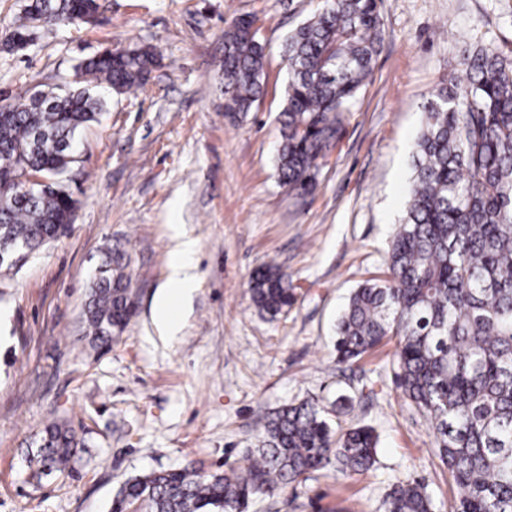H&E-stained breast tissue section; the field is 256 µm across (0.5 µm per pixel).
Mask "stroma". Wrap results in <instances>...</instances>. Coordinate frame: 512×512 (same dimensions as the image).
<instances>
[{
    "mask_svg": "<svg viewBox=\"0 0 512 512\" xmlns=\"http://www.w3.org/2000/svg\"><path fill=\"white\" fill-rule=\"evenodd\" d=\"M27 0H0V98L34 84L68 88L105 49L152 45L159 66L137 90L106 97L81 133L66 233L21 269L0 272V512H109L126 479L153 470L223 473L258 445L268 414L304 399L352 407L342 428L372 427L377 462L328 466L259 498L249 512H381L393 485L418 481L448 512V472L426 419L394 384L395 342L336 362V320L359 283L381 275L404 215L423 106L458 75L467 46L512 57V0H381L384 40L313 191L279 182L277 117L289 32L319 0H103L94 22L39 30L3 49ZM256 17L264 94L231 120L220 90L224 31ZM194 240L197 287L181 330L153 321L171 225ZM129 259L136 312L110 347L92 346L87 285L106 249ZM275 265L295 286L288 311L260 314L253 272ZM84 443L41 480L30 461L51 420Z\"/></svg>",
    "mask_w": 512,
    "mask_h": 512,
    "instance_id": "35a3bbf8",
    "label": "stroma"
}]
</instances>
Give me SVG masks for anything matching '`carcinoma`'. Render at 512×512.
<instances>
[{"mask_svg":"<svg viewBox=\"0 0 512 512\" xmlns=\"http://www.w3.org/2000/svg\"><path fill=\"white\" fill-rule=\"evenodd\" d=\"M96 0H30L6 47L25 48L40 27L93 21ZM240 17L224 30V112L235 119L263 95L264 47ZM383 40L377 0H325L287 38L286 101L277 170L304 196L336 147L343 115L365 85ZM151 47L107 51L75 70L77 88L0 100V270L56 239L73 221L72 193L57 176L75 164L76 139L103 101L143 85ZM405 216L384 276L352 292L336 326V362L397 339L395 384L429 422L453 489L449 512H512V58L491 46L464 49L460 74L424 106ZM26 174L50 180L24 194ZM123 253L88 286L91 343L109 344L135 312ZM252 301L272 317L295 300L275 265L257 270ZM329 409L305 399L272 413L246 463L222 474L163 470L125 480L111 512H247L249 502L336 464L363 473L376 462L370 427L336 432ZM79 441L57 420L45 426L36 476L62 470ZM384 512H434L417 482H399Z\"/></svg>","mask_w":512,"mask_h":512,"instance_id":"cac0c4a2","label":"carcinoma"}]
</instances>
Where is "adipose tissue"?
<instances>
[{
  "mask_svg": "<svg viewBox=\"0 0 512 512\" xmlns=\"http://www.w3.org/2000/svg\"><path fill=\"white\" fill-rule=\"evenodd\" d=\"M194 250L193 240L178 236L174 247L175 257L170 264V287L161 293L155 304L157 319L172 336L180 330L176 303L190 297L196 288V275L191 261Z\"/></svg>",
  "mask_w": 512,
  "mask_h": 512,
  "instance_id": "adipose-tissue-1",
  "label": "adipose tissue"
}]
</instances>
